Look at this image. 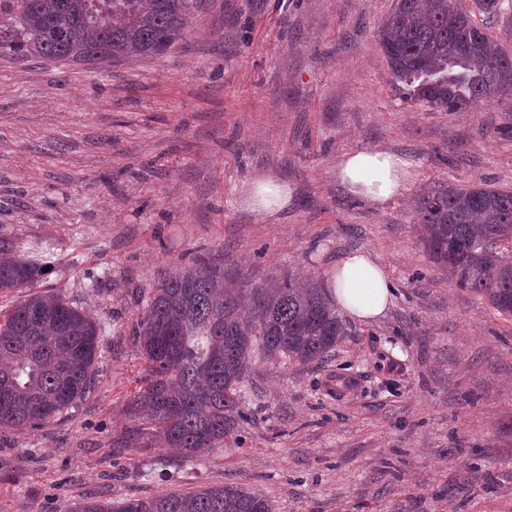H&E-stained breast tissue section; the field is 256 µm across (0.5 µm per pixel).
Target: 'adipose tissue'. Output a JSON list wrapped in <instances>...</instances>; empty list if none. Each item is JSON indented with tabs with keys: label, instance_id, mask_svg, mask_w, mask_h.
I'll list each match as a JSON object with an SVG mask.
<instances>
[{
	"label": "adipose tissue",
	"instance_id": "1",
	"mask_svg": "<svg viewBox=\"0 0 512 512\" xmlns=\"http://www.w3.org/2000/svg\"><path fill=\"white\" fill-rule=\"evenodd\" d=\"M336 176L353 195L376 204L397 196L408 173L395 154L365 149L342 154L336 163ZM327 286L337 309L361 322L382 317L394 295L385 267L366 251L340 259L327 277Z\"/></svg>",
	"mask_w": 512,
	"mask_h": 512
}]
</instances>
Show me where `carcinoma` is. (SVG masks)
Masks as SVG:
<instances>
[{
    "label": "carcinoma",
    "instance_id": "carcinoma-1",
    "mask_svg": "<svg viewBox=\"0 0 512 512\" xmlns=\"http://www.w3.org/2000/svg\"><path fill=\"white\" fill-rule=\"evenodd\" d=\"M194 0H0L16 23L0 48L48 60L99 63L112 53L158 55L177 44ZM501 16L500 0H396L379 44L410 98L446 112L512 91V55L476 15ZM421 243L452 284L512 316V191L486 184L418 200ZM0 236V292L29 288L42 259L15 255ZM351 329L315 280L288 276L245 288L195 263L164 273L138 325L143 387L131 403L151 435L190 458L235 439L246 420L240 392L263 360L323 361ZM99 328L60 293L26 296L0 313V428L39 427L62 417L94 387ZM68 512H270L261 494L238 485L122 502L83 501Z\"/></svg>",
    "mask_w": 512,
    "mask_h": 512
}]
</instances>
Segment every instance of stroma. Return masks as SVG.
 <instances>
[{
    "label": "stroma",
    "instance_id": "obj_1",
    "mask_svg": "<svg viewBox=\"0 0 512 512\" xmlns=\"http://www.w3.org/2000/svg\"><path fill=\"white\" fill-rule=\"evenodd\" d=\"M157 56L81 64L0 49V234L52 253L57 290L101 328L96 382L71 413L0 429V512L239 484L271 512H512V318L455 287L419 239L438 189L512 191V96L467 112L405 97L377 29L395 0H196ZM401 157L373 204L336 178L346 152ZM269 177L274 217L246 203ZM364 250L394 301L323 363L263 362L236 444L160 451L130 409L135 331L160 274L191 260L260 284L324 279Z\"/></svg>",
    "mask_w": 512,
    "mask_h": 512
}]
</instances>
